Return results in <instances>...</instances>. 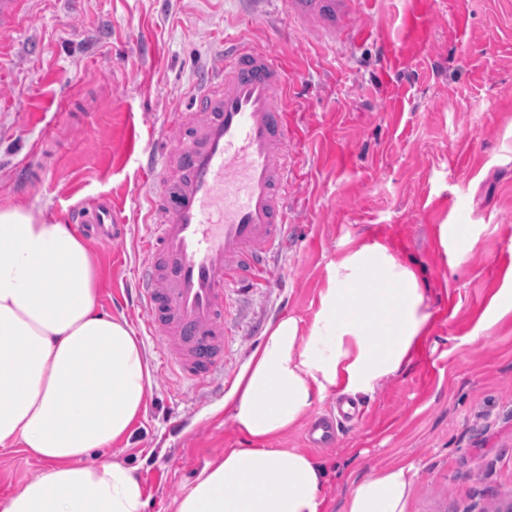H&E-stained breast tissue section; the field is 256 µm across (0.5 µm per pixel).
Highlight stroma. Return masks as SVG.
I'll return each instance as SVG.
<instances>
[{"mask_svg":"<svg viewBox=\"0 0 512 512\" xmlns=\"http://www.w3.org/2000/svg\"><path fill=\"white\" fill-rule=\"evenodd\" d=\"M243 0H40L14 55L0 62V207L47 223L101 197L127 226L90 241L100 308L138 333L152 393L129 442L106 457L131 467L146 512H177L207 463L244 447L223 394L160 371L157 344L126 286L143 262L148 197L141 167L178 134L196 73L232 37L272 52L295 131L288 162L287 249L267 287L234 296L243 331L224 352L225 391L286 315L310 322L338 245L379 242L416 274L431 315L409 357L360 415L309 447L307 420L274 445L326 472L321 512H344L354 484L396 465L417 470L408 512H505L512 504V312L485 329L512 289V0H347L335 40ZM50 139L57 162L38 182L18 164ZM472 225L464 251L442 225ZM44 468L0 450V499Z\"/></svg>","mask_w":512,"mask_h":512,"instance_id":"stroma-1","label":"stroma"}]
</instances>
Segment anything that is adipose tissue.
Instances as JSON below:
<instances>
[{"label":"adipose tissue","mask_w":512,"mask_h":512,"mask_svg":"<svg viewBox=\"0 0 512 512\" xmlns=\"http://www.w3.org/2000/svg\"><path fill=\"white\" fill-rule=\"evenodd\" d=\"M98 271L71 225L0 208V449L45 462L0 512H145L130 467L102 460L128 439L151 371L125 319L101 311ZM414 271L375 242L342 247L309 323L270 324L225 401L250 445L208 463L177 512H320L324 469L271 447L336 386L372 392L428 327ZM415 474L389 467L359 482L345 512H408Z\"/></svg>","instance_id":"1"}]
</instances>
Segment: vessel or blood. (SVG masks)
I'll list each match as a JSON object with an SVG mask.
<instances>
[{
  "label": "vessel or blood",
  "mask_w": 512,
  "mask_h": 512,
  "mask_svg": "<svg viewBox=\"0 0 512 512\" xmlns=\"http://www.w3.org/2000/svg\"><path fill=\"white\" fill-rule=\"evenodd\" d=\"M345 0H286L291 17L335 33ZM31 16L22 0H0V58ZM288 87L268 51L229 40L201 72L186 111L175 113L180 138L157 144L148 170L158 189L149 198L145 262L130 296L147 334L160 346L162 368L188 382L212 377L236 331L228 296L265 281L288 238V114L276 100ZM75 223L93 239L115 242L124 226L110 198L78 211ZM336 424L316 419L308 441L332 443Z\"/></svg>",
  "instance_id": "vessel-or-blood-1"
}]
</instances>
